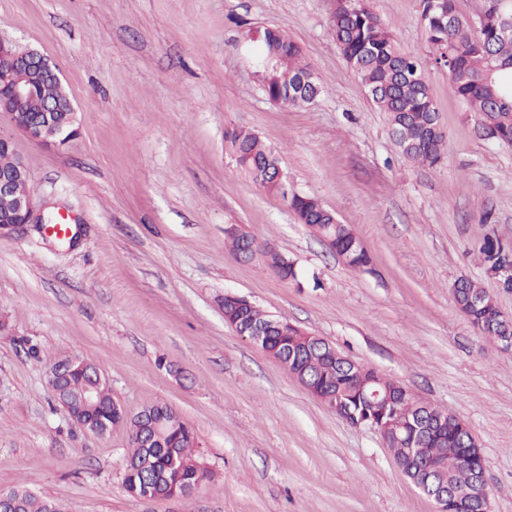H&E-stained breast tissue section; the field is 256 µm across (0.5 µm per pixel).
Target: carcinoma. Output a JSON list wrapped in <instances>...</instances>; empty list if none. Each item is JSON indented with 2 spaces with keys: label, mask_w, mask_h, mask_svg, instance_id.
<instances>
[{
  "label": "carcinoma",
  "mask_w": 512,
  "mask_h": 512,
  "mask_svg": "<svg viewBox=\"0 0 512 512\" xmlns=\"http://www.w3.org/2000/svg\"><path fill=\"white\" fill-rule=\"evenodd\" d=\"M443 9L423 0L422 20L428 39L436 49L434 62L448 69V77L469 111L479 117L483 134L500 143H512V36L502 34L503 20L512 14V5L504 0H484L479 21L461 15L455 0H443ZM331 29L344 59L364 85L375 107L387 114L390 132L399 151L411 161L434 166L448 151L434 97L425 81L417 59L401 51L391 29L370 8L368 0H338L331 17ZM250 41L267 65L258 75L267 97L273 102H286L300 108L312 102L323 91L319 77L302 58L300 47L279 28H263L254 32ZM63 92L49 78L35 87L28 104L30 112L44 111L45 103ZM226 148L238 166L266 193L281 198L294 219L305 224L328 242V246L355 268L369 264L370 257L356 233L340 223L335 214L319 199L298 194L288 186V176L276 178L279 159L274 149L257 135L240 129L224 132ZM503 238L482 236L477 255L489 275L509 262L512 254L501 248ZM281 278L296 279L295 267L281 254L267 260ZM462 293L456 300L459 311L481 333L512 331V320L505 317L496 299L479 282L463 279ZM270 318L259 307L241 318L239 302L224 300V321L247 331V321L264 322ZM288 341L302 354L292 366L301 381L322 392H339L341 401L330 409L339 417L352 421L374 418L399 428V437L387 446L397 461L404 458L403 448L414 434L403 411L369 405L356 391L349 375L338 371L336 359L322 350L312 349L306 334L296 330L288 336H270L265 343L266 354L276 357L281 344ZM89 383L88 371H72L58 382L62 401L81 392ZM162 413L154 422L156 447L146 448L133 439L123 473L125 491L134 498L147 494L166 496L173 489L202 484L208 477L195 456L193 430L178 414L161 405ZM446 424L445 434L433 438L428 450L453 463L449 480L460 490L470 481V469L464 457L472 441L467 424L452 411L436 407ZM92 422L108 428L124 426L134 434L137 420L130 419L112 406L107 387L99 388V400L91 415ZM0 512H55L61 505L34 496L20 487L0 489Z\"/></svg>",
  "instance_id": "cac0c4a2"
}]
</instances>
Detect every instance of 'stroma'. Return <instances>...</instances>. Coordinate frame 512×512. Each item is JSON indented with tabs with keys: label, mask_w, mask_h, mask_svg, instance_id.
<instances>
[{
	"label": "stroma",
	"mask_w": 512,
	"mask_h": 512,
	"mask_svg": "<svg viewBox=\"0 0 512 512\" xmlns=\"http://www.w3.org/2000/svg\"><path fill=\"white\" fill-rule=\"evenodd\" d=\"M370 7L424 63L448 140L435 166L395 148L336 44L333 0H0V38L55 64L79 127L60 148L13 136L36 200L79 231L0 237V489L65 512H435L376 431L339 418L225 323L233 293L463 419L491 512H512V352L451 292L480 281L512 317V291L475 250L487 212L512 242V146L482 136L433 64L422 0ZM267 26L321 78L314 103L265 95L247 35ZM229 128L271 144L292 188L350 225L369 265L348 266L259 189L224 147ZM228 224L275 246L297 279L232 254ZM65 354L95 364L129 414L165 403L193 427L210 477L192 497L127 494V430L79 428L47 384Z\"/></svg>",
	"instance_id": "stroma-1"
}]
</instances>
